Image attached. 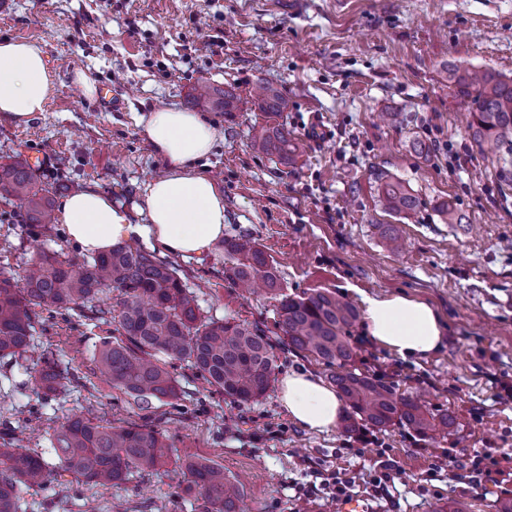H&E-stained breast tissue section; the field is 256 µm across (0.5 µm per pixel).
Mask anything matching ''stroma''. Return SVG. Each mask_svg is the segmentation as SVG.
<instances>
[{"label": "stroma", "instance_id": "stroma-1", "mask_svg": "<svg viewBox=\"0 0 512 512\" xmlns=\"http://www.w3.org/2000/svg\"><path fill=\"white\" fill-rule=\"evenodd\" d=\"M39 46L56 76L44 111L15 125L0 117V158L44 153L39 173L62 201L95 188L130 223L147 183L164 171L144 134L158 107L189 110L203 83L233 91L237 110H204L219 140L200 169L224 189L225 236L253 238L275 262L286 293L328 290L362 306L364 297L405 294L430 302L446 325L430 356L404 359L349 330L354 366L394 385L434 413H453L447 436L425 439L401 425L366 438L341 427L313 432L292 421L271 390L236 403L206 389L186 364L174 367L177 403H135L95 376L93 359L112 324L93 314L63 319L39 311L31 349L0 361V437L48 452L47 436L67 416L115 426L152 421L176 456L195 455L244 483V512H338L346 497L369 512H432L453 498L466 512H495L512 498V185L471 142L466 111L447 68L512 77V0H0V39ZM110 86L121 110H101L76 81ZM288 101L277 116L301 144L290 162L257 151L268 123L256 85ZM398 121L385 125L379 113ZM424 141L427 155L416 153ZM398 180L418 199L408 214L383 210L377 178ZM453 198L464 221L448 223L438 203ZM389 224L404 242L390 250ZM84 252L63 225L40 234L20 204L0 201V267L22 274L41 249ZM204 312L258 326L276 343L277 377L309 371L312 356L279 345L275 302L241 295L224 280V250L171 256ZM72 376L42 403L27 368L46 353ZM481 468H474L475 458ZM346 494H339V487ZM174 474L139 475L112 487L51 484L25 495L22 512H196Z\"/></svg>", "mask_w": 512, "mask_h": 512}]
</instances>
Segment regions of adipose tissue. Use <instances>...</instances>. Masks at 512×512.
<instances>
[{
  "instance_id": "ef3b65f1",
  "label": "adipose tissue",
  "mask_w": 512,
  "mask_h": 512,
  "mask_svg": "<svg viewBox=\"0 0 512 512\" xmlns=\"http://www.w3.org/2000/svg\"><path fill=\"white\" fill-rule=\"evenodd\" d=\"M53 82L39 47L24 40L0 41L1 115L28 123L44 111ZM144 133L165 165L164 174L143 194L139 210L146 223H128L108 196L91 188L63 199L57 221L89 254L135 234L167 254L202 255L224 236V192L195 167L212 150L217 131L198 113L165 107L149 112ZM364 322L378 344L405 359L426 357L444 341L445 328L432 305L404 295L365 298ZM279 401L291 420L316 432L332 428L342 410L337 391L308 372L284 376Z\"/></svg>"
}]
</instances>
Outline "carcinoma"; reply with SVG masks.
<instances>
[{
  "label": "carcinoma",
  "instance_id": "cac0c4a2",
  "mask_svg": "<svg viewBox=\"0 0 512 512\" xmlns=\"http://www.w3.org/2000/svg\"><path fill=\"white\" fill-rule=\"evenodd\" d=\"M448 78L468 104L467 129L479 154L500 164L507 176L512 165V79L491 70L448 69ZM258 102L277 116L288 102L270 85L259 88ZM192 104L231 112L236 98L209 86L192 95ZM254 146L282 160L292 159L298 144L280 126H263ZM0 199L18 201L27 223H52L53 203L26 160L0 163ZM379 201L389 213H410L418 199L401 182L381 180ZM224 280L243 294L262 285L279 301L278 328L288 347L307 352L334 369L331 380L346 404L342 428L348 434L382 431L404 424L422 437L450 434L452 414H432L410 397L396 394L382 380L349 368L354 351L346 331L359 318L343 297L316 290L303 297L283 292L279 270L256 242L244 236L224 239ZM117 292L115 303L99 307L105 291ZM89 310L115 324L118 337H106L94 357L95 367L112 388L135 401L176 400L182 396L177 377L159 364L186 363L214 391L240 403L257 402L271 389L278 357L257 327L233 318L204 314L172 264L140 245L118 243L108 252L76 262L62 251H41L27 263L21 278L0 269V359L21 356L35 331V308ZM68 368L54 358L34 370L41 398L50 401L64 388ZM56 467L20 444L0 445V512H21L23 494L45 488L52 476L69 475L85 485L112 486L137 473H159L172 457L173 445L156 426L104 425L74 415L49 437ZM178 484L200 501V512H241L243 487L199 457L175 460Z\"/></svg>",
  "mask_w": 512,
  "mask_h": 512
}]
</instances>
